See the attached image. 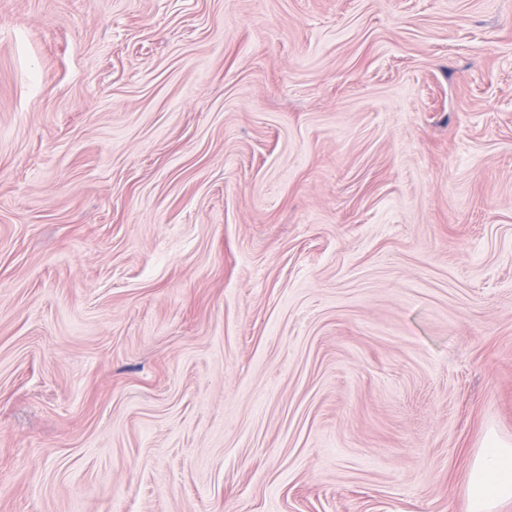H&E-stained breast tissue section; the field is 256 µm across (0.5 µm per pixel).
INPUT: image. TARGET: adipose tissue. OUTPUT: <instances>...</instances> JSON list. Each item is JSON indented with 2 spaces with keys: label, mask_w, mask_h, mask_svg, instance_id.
Listing matches in <instances>:
<instances>
[{
  "label": "adipose tissue",
  "mask_w": 512,
  "mask_h": 512,
  "mask_svg": "<svg viewBox=\"0 0 512 512\" xmlns=\"http://www.w3.org/2000/svg\"><path fill=\"white\" fill-rule=\"evenodd\" d=\"M512 500V445L489 439L474 459L467 484V512H492Z\"/></svg>",
  "instance_id": "obj_1"
}]
</instances>
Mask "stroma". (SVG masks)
I'll return each mask as SVG.
<instances>
[{
  "label": "stroma",
  "mask_w": 512,
  "mask_h": 512,
  "mask_svg": "<svg viewBox=\"0 0 512 512\" xmlns=\"http://www.w3.org/2000/svg\"><path fill=\"white\" fill-rule=\"evenodd\" d=\"M512 443V0H0V512H465Z\"/></svg>",
  "instance_id": "stroma-1"
}]
</instances>
